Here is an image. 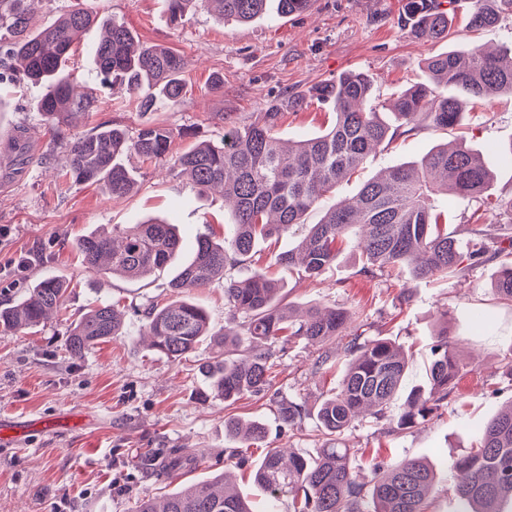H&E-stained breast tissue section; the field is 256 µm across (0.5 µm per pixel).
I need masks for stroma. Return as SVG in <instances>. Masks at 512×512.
<instances>
[{
    "label": "stroma",
    "instance_id": "obj_1",
    "mask_svg": "<svg viewBox=\"0 0 512 512\" xmlns=\"http://www.w3.org/2000/svg\"><path fill=\"white\" fill-rule=\"evenodd\" d=\"M85 3L99 20L124 22L141 40L180 52L191 95L181 105L161 102L148 116H140L133 96L100 84L87 48L102 31L90 27L80 33L68 62L74 81L91 88L100 101L82 133L112 123L132 131L149 119L176 131L172 148L177 152L219 139L226 121L250 122L271 99L348 71L370 76L374 97L381 102L423 81V62L430 56L473 46H512V12H504L494 29L475 32L466 21L470 0H461L448 40L437 43L417 40L403 27L405 0H315L307 12L287 17L271 6L247 23L223 21L198 9L176 25L166 18L164 0ZM216 76L224 79L219 91L210 88ZM43 94V86L28 81L0 84V264L19 257L28 261L22 272L0 277V305L12 303L47 277L70 282L71 290L65 311L38 328L21 333L0 329V426L23 431L20 442L0 444V512H134L140 498H162L181 481L209 480L227 469L234 472L237 492L264 507L265 496L253 485L251 469L265 449L314 456L328 443L313 417L292 431L281 426L277 403L287 397L312 410L338 391L343 363L332 359L320 368L316 362L322 354H336L340 341L322 346L297 341L279 356L267 394L243 397L229 407L199 372L213 354L210 342L201 343L187 361L149 350L139 336L140 313L171 299L174 268L133 280L98 275L84 267L75 240L99 229L119 232L149 218L176 224L187 244L200 235L220 240L233 221L232 212L220 194L197 192L169 164H149L134 153L123 158L137 180L130 195L110 199L94 184L60 185L66 146L44 124L38 110ZM334 119L330 106L311 101L285 113L279 135L296 141L325 130ZM20 127L36 160L11 174L3 145ZM184 129L190 137H181ZM447 142L480 150L493 172L492 194L512 200V164L502 159L512 145V95L504 93L489 100L466 98L458 127L425 126L408 139L383 145L337 187L332 201L352 198L371 176ZM302 233L296 227L280 239L258 240L256 262L228 266L226 276L243 280L259 266L279 280L284 305H336L362 316L367 336L389 338L402 348L409 389L426 381L438 315L447 312L448 342L457 350L462 370L438 417L413 432H393L390 419L405 403L400 397L387 418L354 423L339 445L351 450L357 478L366 484L376 462H430L438 471L430 508L455 512L453 460L474 444L494 411L512 404V376L501 368L512 356V306L499 303L490 289L500 260L448 279L416 280L407 273L367 277L346 250L333 266L311 276L275 261ZM112 302L125 313L124 335L96 345L82 358L68 357L65 339L71 321L92 305ZM480 313L486 324L477 323ZM230 413L261 421L268 429L263 447L249 449L239 467L232 453L240 443L224 435V417ZM49 419L59 420V428H45ZM160 448L179 449L196 463L180 480L142 469L140 460Z\"/></svg>",
    "mask_w": 512,
    "mask_h": 512
}]
</instances>
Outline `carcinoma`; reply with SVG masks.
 <instances>
[{
	"instance_id": "carcinoma-1",
	"label": "carcinoma",
	"mask_w": 512,
	"mask_h": 512,
	"mask_svg": "<svg viewBox=\"0 0 512 512\" xmlns=\"http://www.w3.org/2000/svg\"><path fill=\"white\" fill-rule=\"evenodd\" d=\"M277 2L282 15L301 13L311 5V0ZM266 5L267 0H167L168 22L179 23L196 7L213 8L223 20L246 22L263 13ZM507 8L512 9V0H473L469 28L496 26ZM33 9L34 0H0V24L10 21L14 34V41L0 48V62L10 72L44 86L39 105L43 121L55 139L68 145L65 178L95 183L110 198L123 197L134 189L136 179L122 158L135 153L150 162L173 161L194 189H219L230 204L234 213L230 236L221 242L207 235L197 237L191 259L169 282L173 299L150 306L142 318L150 347L172 360L185 359L205 339L213 340L215 355L199 371L224 402L264 395L275 364L271 347L283 351L298 340L344 342L347 362L340 388L314 410L318 426L334 441L360 418L385 417L402 387L407 362L400 348L385 338H361L352 313L311 304L288 315L279 284L260 268L245 280L224 279L229 262L251 259L258 239L280 236L304 223L303 217L313 208L322 209L321 218L307 225L294 249L277 256V264L290 269L299 258L307 274L317 275L336 262L342 246L351 244L365 274L407 268L416 279L444 278L482 263L491 251L506 258L491 291L499 302L512 305V227L484 224L469 229L476 242L465 252L456 237L442 231V213L435 209L441 195L488 199L491 172L480 154L463 146H439L368 179L352 202L325 205L336 185L384 143L408 137L424 124L437 129L459 124L463 110L459 94L485 99L512 94V49L488 52L477 46L427 58L426 80L388 100V108L400 119L394 127L382 121L371 105L370 77L351 71L315 84L285 103L272 101L250 123H227L218 140L202 141L174 156L173 131L152 122L141 124L133 134L113 124L71 136L99 108L97 96L78 90L64 74L76 34L95 23L96 15L78 0L55 23L31 32L27 25ZM404 20L423 41L448 38V11L441 9L439 0H406ZM91 52L98 74L126 84L144 112L159 101L177 106L187 98L183 56L168 46L141 41L118 21L105 23V33ZM308 99L332 105L335 123L286 146L278 137L282 109L300 108ZM74 247L92 270L142 278L168 267L182 251V241L174 225L150 219L118 236L90 233L78 238ZM220 280L234 326L214 332L207 313L189 292ZM68 288L69 283L54 277L38 282L12 304L0 306V328L14 332L37 328L49 313L65 309ZM442 319L426 385L408 393L394 427L399 433L429 421L448 404L455 386L459 364L448 345V314ZM124 329L115 305H95L71 322L65 350L80 357L122 335ZM278 414L281 425L292 430L308 411L283 399ZM224 433L244 440L247 448L259 446L266 437L263 423L233 416L224 419ZM452 470L459 476L454 485L457 512H502V505L512 502V405L497 411L479 433L478 445L459 455ZM252 478L271 502L289 497L290 512H427L436 483L429 464L409 459L390 468L376 466L368 486L354 475L351 449L333 445L320 449L314 458L269 448L254 466ZM224 486V482L191 483L166 496L161 506L151 499L138 500L136 512H255L250 501L224 491Z\"/></svg>"
}]
</instances>
